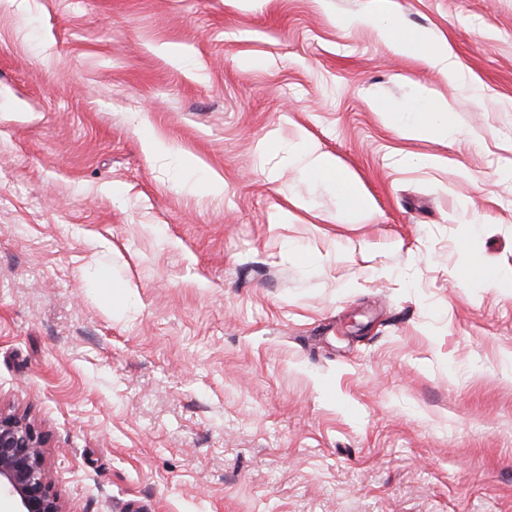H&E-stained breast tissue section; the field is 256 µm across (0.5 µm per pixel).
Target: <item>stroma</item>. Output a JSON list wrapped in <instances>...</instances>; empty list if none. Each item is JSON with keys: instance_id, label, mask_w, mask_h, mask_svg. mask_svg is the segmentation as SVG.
<instances>
[{"instance_id": "obj_1", "label": "stroma", "mask_w": 512, "mask_h": 512, "mask_svg": "<svg viewBox=\"0 0 512 512\" xmlns=\"http://www.w3.org/2000/svg\"><path fill=\"white\" fill-rule=\"evenodd\" d=\"M395 3L460 80L380 0H0V408L69 512H512V0ZM422 85L448 140L372 108ZM338 23L343 27L372 28L383 40L389 42L398 54L432 62L449 80H460L457 61L447 42L438 41L424 31L399 33L394 14L390 11L341 17ZM291 163L306 175L335 187L347 221L361 223L359 221L374 217L375 208L371 199L359 190L352 176L340 170L335 156L323 151L314 142L301 137Z\"/></svg>"}]
</instances>
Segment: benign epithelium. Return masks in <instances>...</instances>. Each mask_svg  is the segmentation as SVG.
I'll list each match as a JSON object with an SVG mask.
<instances>
[{"instance_id":"7a95c632","label":"benign epithelium","mask_w":512,"mask_h":512,"mask_svg":"<svg viewBox=\"0 0 512 512\" xmlns=\"http://www.w3.org/2000/svg\"><path fill=\"white\" fill-rule=\"evenodd\" d=\"M46 439L27 415L0 410V498L13 512H68L52 491Z\"/></svg>"}]
</instances>
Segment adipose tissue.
Here are the masks:
<instances>
[{
	"mask_svg": "<svg viewBox=\"0 0 512 512\" xmlns=\"http://www.w3.org/2000/svg\"><path fill=\"white\" fill-rule=\"evenodd\" d=\"M339 23L344 27L372 28L398 54L433 63L449 80L456 81L460 78L457 61L447 43L436 40L424 31L399 33L392 12L343 17ZM374 108L391 125L411 138L431 137L444 140L456 131L450 117L451 104L425 87L418 89L416 103L409 111H400L380 99L375 100ZM292 163L306 175L334 186L347 221L359 222L373 218L375 208L371 199L359 190L352 176L340 170L335 156L303 138L297 143Z\"/></svg>",
	"mask_w": 512,
	"mask_h": 512,
	"instance_id": "obj_1",
	"label": "adipose tissue"
}]
</instances>
